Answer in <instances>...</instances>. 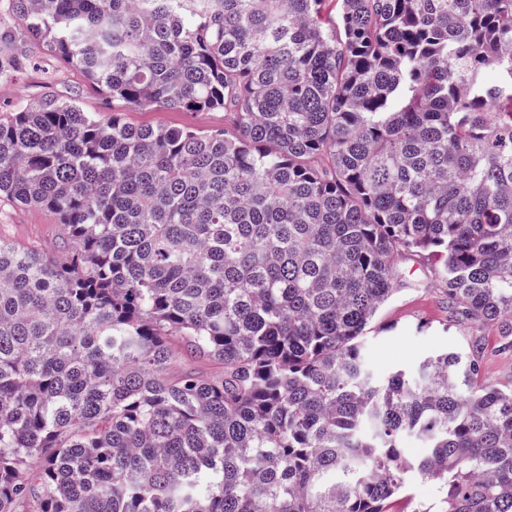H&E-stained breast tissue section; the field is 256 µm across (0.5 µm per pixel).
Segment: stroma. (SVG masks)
Returning a JSON list of instances; mask_svg holds the SVG:
<instances>
[{
	"label": "stroma",
	"mask_w": 512,
	"mask_h": 512,
	"mask_svg": "<svg viewBox=\"0 0 512 512\" xmlns=\"http://www.w3.org/2000/svg\"><path fill=\"white\" fill-rule=\"evenodd\" d=\"M30 66L17 78L0 83V113L13 112L20 103L54 95L75 98L97 120L154 127L220 131L229 121L221 110L197 111L164 108L132 109L113 106L92 88L77 68L61 63L49 53L28 46ZM0 239L22 247L59 254L67 248L63 226L51 210L23 206L0 198ZM426 259L418 256L399 263L402 288L379 310L363 340L364 358L377 376L401 368L416 376L427 356L451 351L468 354L480 344L483 377L500 387H512V349L504 348L493 327L458 321L448 309L446 285L432 277Z\"/></svg>",
	"instance_id": "stroma-1"
}]
</instances>
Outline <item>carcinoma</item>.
Segmentation results:
<instances>
[{
    "label": "carcinoma",
    "instance_id": "cac0c4a2",
    "mask_svg": "<svg viewBox=\"0 0 512 512\" xmlns=\"http://www.w3.org/2000/svg\"><path fill=\"white\" fill-rule=\"evenodd\" d=\"M9 3L0 82L34 41L126 107L231 123L0 119V197L73 242L0 240V512H385L414 468L441 497L413 512H512L478 344L415 379L362 348L411 253L512 348V0ZM178 343L218 370L172 373Z\"/></svg>",
    "mask_w": 512,
    "mask_h": 512
}]
</instances>
